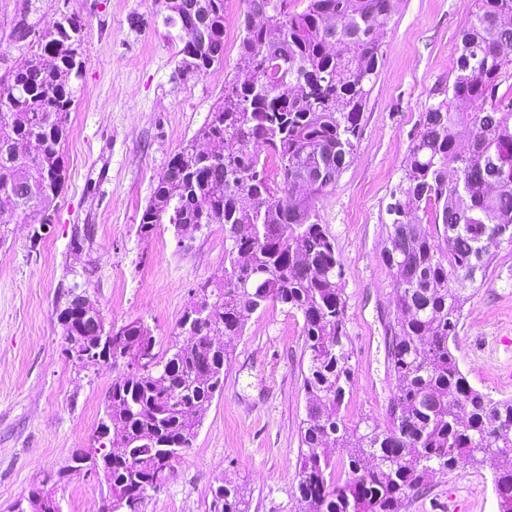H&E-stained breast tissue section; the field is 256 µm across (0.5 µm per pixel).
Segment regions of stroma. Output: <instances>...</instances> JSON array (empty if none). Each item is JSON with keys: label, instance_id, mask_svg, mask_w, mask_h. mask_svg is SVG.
I'll use <instances>...</instances> for the list:
<instances>
[{"label": "stroma", "instance_id": "35a3bbf8", "mask_svg": "<svg viewBox=\"0 0 512 512\" xmlns=\"http://www.w3.org/2000/svg\"><path fill=\"white\" fill-rule=\"evenodd\" d=\"M164 0H0V74L31 56L10 33L19 22L51 25L62 10L83 24L81 95L62 147L64 189L48 224H0V512L43 486L88 447L122 366L81 367L64 353L57 309L84 292L106 324L149 325L156 351L176 333L192 291L224 261V227L176 242L161 224L138 225L158 175L206 122L236 73L244 0H224V62L205 73L180 67L178 32ZM378 77L357 150L316 201L339 257L353 379L346 423H389L395 381L389 345L398 321L384 264L386 205L423 112L454 79L460 29L476 0H394ZM512 246L501 245L468 299L452 351L475 388L512 398ZM300 312L274 304L249 315L228 343L224 389L196 440L140 512H208L222 483L246 485L250 512H300L295 494L308 366ZM101 478L74 472L56 493L63 512H98ZM498 512L491 467L435 473L405 512Z\"/></svg>", "mask_w": 512, "mask_h": 512}]
</instances>
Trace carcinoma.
Returning <instances> with one entry per match:
<instances>
[{"mask_svg": "<svg viewBox=\"0 0 512 512\" xmlns=\"http://www.w3.org/2000/svg\"><path fill=\"white\" fill-rule=\"evenodd\" d=\"M460 31L451 96L432 104L409 148L392 216L384 263L394 271L403 320L389 360L395 376L390 425H349L341 416L352 379L345 331L341 262L319 223L315 200L333 185L353 156L363 113L377 78L382 38L392 0H308L300 13L288 0H245L238 74L224 85L195 137L170 161L153 186L138 231L159 224L224 225V264L201 283L164 353L138 320L112 325L102 358L126 362L148 349L154 359L112 380L91 444L72 458L70 471L103 477L105 504L157 490L159 469L172 467L192 447L206 411L224 387L228 351L209 337L243 334L245 314L269 304L304 319L308 367L297 472L303 512H403L438 469L493 467L498 512H512V400L471 386L450 343L458 335L467 289L484 282L494 252L483 239L502 235L512 246V95L499 94L512 69V0H477ZM208 44L180 31L179 54H196L200 73L224 61V0H208ZM82 25L64 14L55 35L31 40V57L50 66L9 69L0 76V120L11 128L0 139V190L15 184L14 146L30 147L29 191L18 213L50 210L61 194L68 135L83 60L60 49L81 44ZM208 151L186 167L181 156L198 139ZM278 161L281 181L269 179L267 159ZM303 181L310 190L284 210L279 194ZM429 217L423 223V217ZM82 296L58 314L98 336L102 322L75 317ZM470 422H456V408ZM112 421L119 440L99 429ZM338 453L335 462L332 453ZM342 463V484L327 470ZM51 490L36 489L12 512H52ZM238 484L214 492L209 512H248Z\"/></svg>", "mask_w": 512, "mask_h": 512, "instance_id": "1", "label": "carcinoma"}]
</instances>
